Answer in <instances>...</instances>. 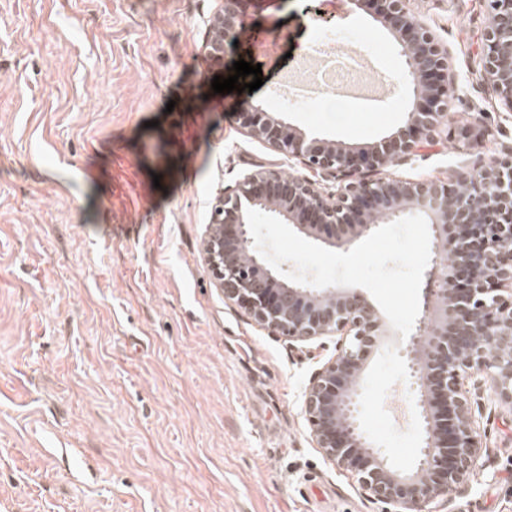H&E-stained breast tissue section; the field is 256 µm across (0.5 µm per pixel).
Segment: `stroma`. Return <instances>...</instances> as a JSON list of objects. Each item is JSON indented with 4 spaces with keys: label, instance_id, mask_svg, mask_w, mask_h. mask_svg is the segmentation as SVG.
Instances as JSON below:
<instances>
[{
    "label": "stroma",
    "instance_id": "stroma-1",
    "mask_svg": "<svg viewBox=\"0 0 512 512\" xmlns=\"http://www.w3.org/2000/svg\"><path fill=\"white\" fill-rule=\"evenodd\" d=\"M460 85L400 180H452L512 153V112L479 77L485 0H410ZM213 0H0V512H383L315 448L311 362L225 303L204 262L217 193L285 157L214 95L234 61L251 98L360 146L411 100L404 61L350 0H248L223 66L200 51ZM372 59L374 106L287 99L324 33ZM399 334L372 355L360 425L395 465L422 446ZM484 452L447 512H512V406L473 397Z\"/></svg>",
    "mask_w": 512,
    "mask_h": 512
}]
</instances>
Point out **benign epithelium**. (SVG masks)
Masks as SVG:
<instances>
[{
	"instance_id": "7a95c632",
	"label": "benign epithelium",
	"mask_w": 512,
	"mask_h": 512,
	"mask_svg": "<svg viewBox=\"0 0 512 512\" xmlns=\"http://www.w3.org/2000/svg\"><path fill=\"white\" fill-rule=\"evenodd\" d=\"M374 14L404 58L412 105L401 126L379 143L351 147L285 125L248 100L237 120L318 181L258 169L212 205L215 224L203 257L224 301L273 336L324 345L336 354L311 373L303 410L311 436L337 469L357 476L364 494L394 512H438L470 479L483 446L474 426L468 383L486 381L512 406V156L494 159L453 183L382 177L395 161L418 152L448 119L458 86L449 76L448 48L409 12V0H352ZM200 49L224 60L245 0H215ZM488 53L480 77L512 111V0H488ZM275 216L294 231L349 250L380 224L420 214L432 232L424 273L422 314L402 346L416 385L423 446L407 469L368 444L357 425L367 363L389 327L358 288H315L267 267L251 236L247 211Z\"/></svg>"
}]
</instances>
